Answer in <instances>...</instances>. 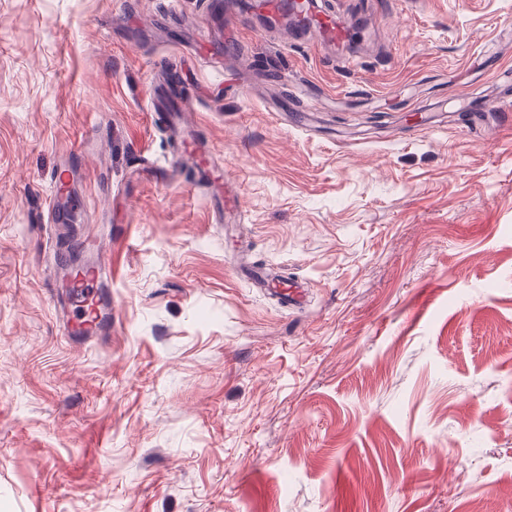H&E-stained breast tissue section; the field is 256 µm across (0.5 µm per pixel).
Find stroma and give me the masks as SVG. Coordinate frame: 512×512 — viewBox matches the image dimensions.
Segmentation results:
<instances>
[{
  "instance_id": "stroma-1",
  "label": "stroma",
  "mask_w": 512,
  "mask_h": 512,
  "mask_svg": "<svg viewBox=\"0 0 512 512\" xmlns=\"http://www.w3.org/2000/svg\"><path fill=\"white\" fill-rule=\"evenodd\" d=\"M215 3L0 0V512H512V121L461 100L505 92L512 0H344L347 67ZM170 64L238 223L144 167ZM300 82L306 130L273 111ZM83 233L90 339L53 255ZM105 273L99 264L87 263L73 272L65 283L68 296L76 302L65 329L69 334L99 335L112 330V300L103 290Z\"/></svg>"
}]
</instances>
